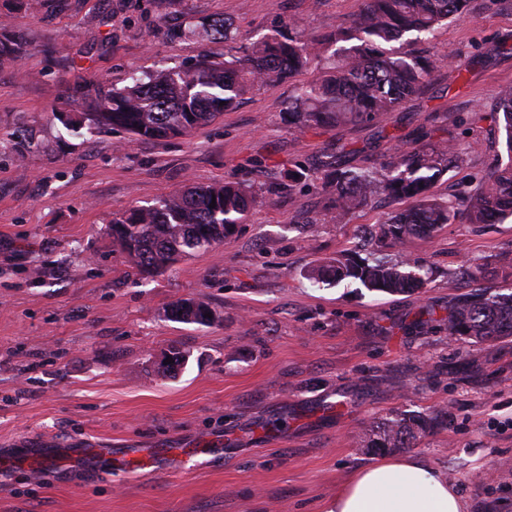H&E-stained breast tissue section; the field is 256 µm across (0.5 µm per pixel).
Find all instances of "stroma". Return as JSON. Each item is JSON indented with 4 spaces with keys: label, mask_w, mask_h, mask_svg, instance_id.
Segmentation results:
<instances>
[{
    "label": "stroma",
    "mask_w": 512,
    "mask_h": 512,
    "mask_svg": "<svg viewBox=\"0 0 512 512\" xmlns=\"http://www.w3.org/2000/svg\"><path fill=\"white\" fill-rule=\"evenodd\" d=\"M363 0H0V24L24 40L0 66V138L21 131L22 156L0 146V512H328L360 466L381 460L367 440L399 414L437 417L413 453L460 490L468 512H512V337H449L428 319L457 296L460 266L512 285V220L459 219L433 237L390 248L431 269L421 293L370 292L308 270L371 237L391 207L322 223L320 179L287 191L288 170L343 152L366 167L421 135L462 139L465 160L435 185L440 197L474 184L501 135L484 113L512 84V0H471V15L429 47L441 65L403 109L373 122L299 132L286 107L317 66L245 94L192 135L139 142L121 130L65 129L84 94L131 75L243 55L290 15L324 34ZM213 17L227 40L190 35ZM237 181L257 201L224 241L142 279L112 244L117 214L190 184ZM207 298L213 319L168 318L170 302ZM189 360L162 373L171 347ZM336 411H328V404ZM206 455L114 469L125 448ZM29 448H99L94 470L40 472L11 463Z\"/></svg>",
    "instance_id": "obj_1"
}]
</instances>
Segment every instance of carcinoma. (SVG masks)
<instances>
[{
  "mask_svg": "<svg viewBox=\"0 0 512 512\" xmlns=\"http://www.w3.org/2000/svg\"><path fill=\"white\" fill-rule=\"evenodd\" d=\"M470 0H364L346 24L325 35L310 37L306 25L288 17V33L276 31L253 43L251 52L222 60L204 57L185 69H162L131 84L83 102L77 118L65 125L89 123L96 129L124 130L141 141L189 136L210 124L257 85L291 78L330 53L320 75L295 88L288 99L289 122L301 131L341 123L370 122L394 112L417 95L441 63L423 48L450 20L469 15ZM213 40L226 37L222 19L192 28ZM23 43L0 27V60L17 59ZM492 123L504 131L506 159L491 163L470 189L445 200L432 188L452 165L464 161L459 140L416 142L388 156L377 167H352L340 154L324 156L328 192L326 215L340 223L377 196L404 201L407 207L390 212L378 225L377 238L397 246L409 238L430 237L458 218L469 224H496L512 218V86L497 93ZM254 196L239 182L192 185L157 203L127 211L112 219V243L129 254L138 272L152 277L182 257L224 241L245 219ZM215 207H210V204ZM352 278L370 292L391 295L425 288L427 270L421 260L400 261L338 257L313 268L316 283ZM461 279L477 289L448 306L443 321L451 337L492 343L512 336V292H489L481 286L483 267L470 265ZM190 302L193 322L207 324L212 309L203 299L177 300L167 315L181 320L179 311ZM433 418L400 414L383 424L369 448H410L431 426Z\"/></svg>",
  "mask_w": 512,
  "mask_h": 512,
  "instance_id": "carcinoma-1",
  "label": "carcinoma"
}]
</instances>
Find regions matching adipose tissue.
I'll return each mask as SVG.
<instances>
[{"mask_svg": "<svg viewBox=\"0 0 512 512\" xmlns=\"http://www.w3.org/2000/svg\"><path fill=\"white\" fill-rule=\"evenodd\" d=\"M457 487L416 456L384 458L356 470L328 512H467Z\"/></svg>", "mask_w": 512, "mask_h": 512, "instance_id": "adipose-tissue-1", "label": "adipose tissue"}]
</instances>
